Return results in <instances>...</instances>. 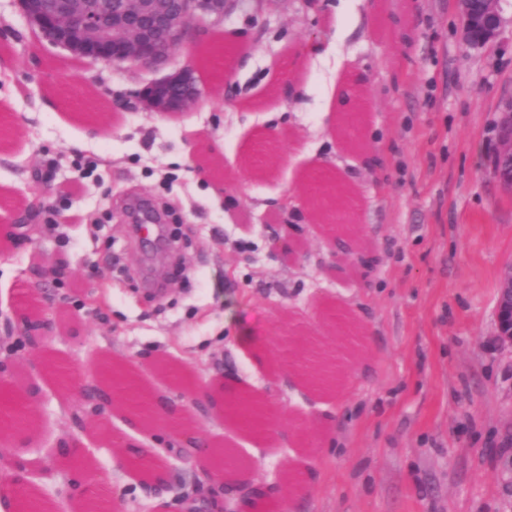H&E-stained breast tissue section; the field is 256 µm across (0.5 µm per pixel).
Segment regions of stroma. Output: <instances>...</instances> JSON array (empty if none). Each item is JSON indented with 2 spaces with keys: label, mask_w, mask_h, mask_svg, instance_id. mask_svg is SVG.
<instances>
[{
  "label": "stroma",
  "mask_w": 512,
  "mask_h": 512,
  "mask_svg": "<svg viewBox=\"0 0 512 512\" xmlns=\"http://www.w3.org/2000/svg\"><path fill=\"white\" fill-rule=\"evenodd\" d=\"M499 9V35L472 47L456 0H238L210 30L221 59L194 38L175 55L200 98L165 113L137 97L157 71L73 62L0 0V312L57 304L41 349L0 335V388L24 404L0 421L25 467L6 493L51 492L57 512L101 495L114 512H234L163 416L119 403L85 421V464L41 472L73 430L64 371L108 361L167 404L189 403L173 372L209 384L197 432L241 449L252 486L303 474L288 512H512V345L495 318L512 193L494 175L512 0ZM328 43L343 72L308 52ZM316 169L348 193L361 261L327 264L329 230L302 196ZM134 198L165 205L179 236L158 287L123 222ZM46 260L65 269L50 284L31 275ZM302 343L325 350L333 386L293 373ZM26 355L34 366L14 367ZM231 389L271 397L280 436L240 433ZM138 445L160 449L162 486L129 465Z\"/></svg>",
  "instance_id": "obj_1"
}]
</instances>
